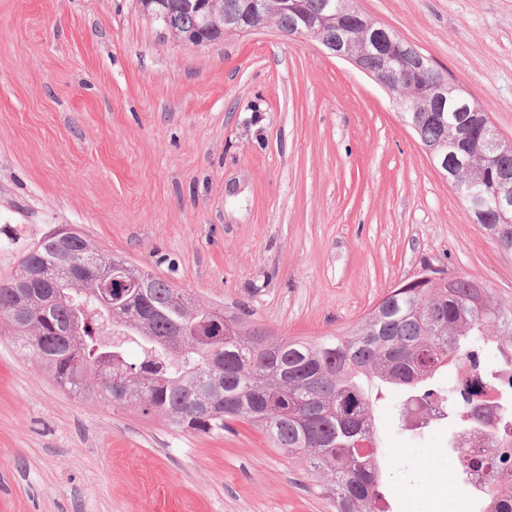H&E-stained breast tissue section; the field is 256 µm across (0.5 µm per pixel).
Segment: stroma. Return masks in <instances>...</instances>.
Segmentation results:
<instances>
[{"label": "stroma", "instance_id": "35a3bbf8", "mask_svg": "<svg viewBox=\"0 0 512 512\" xmlns=\"http://www.w3.org/2000/svg\"><path fill=\"white\" fill-rule=\"evenodd\" d=\"M512 139V0H357ZM318 340L423 263L512 303V255L471 220L390 95L270 26L192 47L138 0H0V278L49 230ZM375 402L389 512H477L451 420ZM0 512H330L245 424L198 435L62 393L0 335Z\"/></svg>", "mask_w": 512, "mask_h": 512}]
</instances>
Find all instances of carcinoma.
<instances>
[{
	"instance_id": "1",
	"label": "carcinoma",
	"mask_w": 512,
	"mask_h": 512,
	"mask_svg": "<svg viewBox=\"0 0 512 512\" xmlns=\"http://www.w3.org/2000/svg\"><path fill=\"white\" fill-rule=\"evenodd\" d=\"M251 0H224V25L202 27L200 12L187 0H162L183 37L219 41L237 23L256 26ZM327 0H284L277 29L288 36L296 27L326 13ZM356 36L348 16L329 21L321 34ZM406 63L420 53L408 42L386 46ZM404 81L416 101L448 82L433 65L409 69ZM479 105L458 88L441 112L409 114L423 147L448 141L449 127L464 122ZM474 159L488 188L481 226L503 252L512 255V223H497L493 190L501 175L512 174V142ZM73 235L77 255L120 268L126 260L95 246L78 229L61 225L32 243L10 275L0 279V333L14 338L39 360L61 390L114 408L133 407L145 417L163 416L180 431L200 435L233 430L247 423L264 433L272 447L297 460L311 488L333 512H388L378 439L371 417L377 388L397 387L429 404L450 408L462 432L478 426L485 451L465 452L453 443L456 465L468 475L479 470L490 479L479 487L484 512H512V406L497 408L494 423L483 419L481 398L495 390L512 396V373H493L490 345L512 365V304L505 305L479 282L435 277L407 280L388 293L350 331L320 342L281 337L247 323L222 308L201 306L181 288L147 271L148 286L111 282L103 293L93 268L68 274L60 268L56 240ZM40 264L56 278L46 317L31 325L15 321L17 283ZM140 358H126L125 344ZM466 364L469 378L444 390L431 382L449 363Z\"/></svg>"
}]
</instances>
